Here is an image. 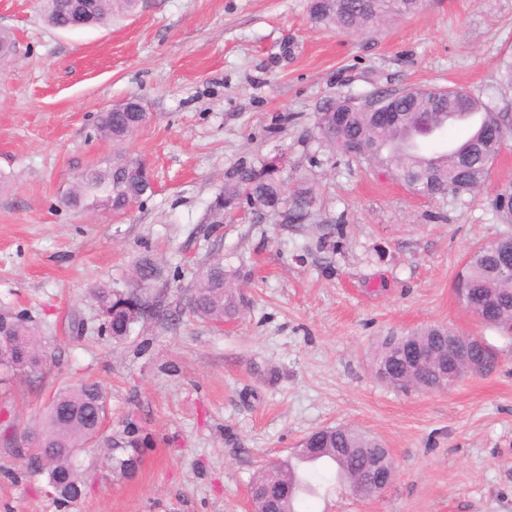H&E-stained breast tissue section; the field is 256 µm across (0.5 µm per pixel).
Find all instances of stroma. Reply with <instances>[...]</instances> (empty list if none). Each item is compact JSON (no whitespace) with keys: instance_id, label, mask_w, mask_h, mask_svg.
Instances as JSON below:
<instances>
[{"instance_id":"obj_1","label":"stroma","mask_w":512,"mask_h":512,"mask_svg":"<svg viewBox=\"0 0 512 512\" xmlns=\"http://www.w3.org/2000/svg\"><path fill=\"white\" fill-rule=\"evenodd\" d=\"M0 31L16 39L0 62V311L33 317L45 356L35 376L0 384V512H247L262 464L339 425L381 439L395 473L366 499L325 484L304 512H512V329L454 291L476 246L512 235L490 205L512 184V138L478 192L442 199L313 131L329 99L410 87L512 114L500 85L512 0H424L349 35L313 24L307 0H139L74 31L48 26L38 0H0ZM130 98L147 120L120 148L148 164L152 193L124 214L68 206L78 174L120 149L101 114ZM277 155L288 185L313 192L307 221L244 206L212 223L225 174ZM216 259L240 272L243 296L221 325L188 305ZM102 286L139 289L160 312L112 339L92 296ZM430 324L483 337L495 367L436 391L378 379L381 339ZM84 379L108 412L79 455L85 494L63 508L13 437ZM130 425L152 443L123 474L110 453Z\"/></svg>"}]
</instances>
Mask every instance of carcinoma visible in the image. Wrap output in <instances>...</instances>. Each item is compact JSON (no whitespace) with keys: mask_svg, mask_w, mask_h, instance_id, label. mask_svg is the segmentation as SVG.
Returning a JSON list of instances; mask_svg holds the SVG:
<instances>
[{"mask_svg":"<svg viewBox=\"0 0 512 512\" xmlns=\"http://www.w3.org/2000/svg\"><path fill=\"white\" fill-rule=\"evenodd\" d=\"M138 0H93L91 23L106 25L113 18L132 11ZM47 22L61 28L71 21V0H41ZM422 0H307L310 19L342 34L365 32L384 24L394 16L413 14ZM334 112H319L315 129L318 135L342 154L358 160H380L395 176L417 188V193L435 198L456 196L479 189L487 180L489 159L501 150L512 133V117L461 89H414L392 95L389 107L399 112L398 120L388 123L377 112H366L361 104H350L344 96L325 103ZM452 109L477 111L484 121L472 138L456 153L427 165L416 156L396 149L387 157L382 151L402 141L410 127L440 129ZM147 120V113L134 110L106 112L100 117L101 132L115 143L126 141ZM282 164L276 158L259 164H243L228 172L224 190L216 197L214 211L233 210L242 203L277 211L288 204V222H304L312 204L305 188L288 190L281 176ZM151 191L147 165L138 158L122 156L107 167H93L82 172L67 197L74 207H103L125 212L138 204ZM496 213L512 224V185L500 189L492 200ZM501 255L481 248L474 250L466 262L464 287L468 288L471 310L491 308L493 326H504L512 319V280L497 272ZM94 296L104 314V332L115 340L127 338L134 325L144 316L136 309L143 297L137 290L120 292L110 288L95 290ZM242 297L236 287V272L224 269L218 260L209 264L198 278L190 299L191 312L205 320L219 322L233 318L239 311ZM448 328L432 325L408 336H386L377 357L378 368L386 370V382L400 389H438L435 367L428 362L412 363L404 352L413 342L427 347L441 342ZM13 337L14 345L0 349V371L34 375L42 365L36 349L38 328L23 312L0 313V337ZM471 359L479 374L490 371L495 362L488 343L476 340L470 344ZM106 393L93 381L60 389L42 415L37 429L28 432L36 441L28 447L31 468L45 475L57 501L68 507L78 501L84 484L77 469L80 446L91 439L97 416L105 414ZM143 443L137 437L112 447V468L126 472L134 464L126 448ZM303 446L317 452H296L305 463L325 464L323 471L313 470L302 475L290 460L273 463L275 480L264 492V498H253L254 509H264L273 487L285 485L288 493L276 500L281 512H300L305 496L316 493L318 486L334 471L339 483L349 486L368 479L376 468L375 459L389 455L380 440L348 427L314 431Z\"/></svg>","mask_w":512,"mask_h":512,"instance_id":"carcinoma-1","label":"carcinoma"}]
</instances>
